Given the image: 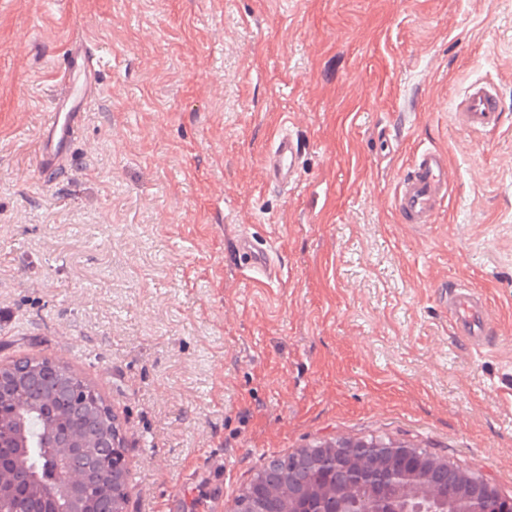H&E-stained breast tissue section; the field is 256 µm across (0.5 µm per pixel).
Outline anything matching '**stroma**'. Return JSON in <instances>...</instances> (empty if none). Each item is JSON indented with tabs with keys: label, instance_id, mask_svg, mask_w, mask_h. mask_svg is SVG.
Here are the masks:
<instances>
[{
	"label": "stroma",
	"instance_id": "obj_1",
	"mask_svg": "<svg viewBox=\"0 0 512 512\" xmlns=\"http://www.w3.org/2000/svg\"><path fill=\"white\" fill-rule=\"evenodd\" d=\"M102 56L68 165L39 134ZM476 81L503 122L468 132ZM298 135L299 177L263 160ZM445 151L434 223L400 178ZM244 232L273 251L249 278ZM492 330L462 340L449 287ZM64 361L125 442L127 512H231L271 459L386 435L512 496V0H0V365ZM98 66V56L87 44L71 45L63 55V90L40 132L41 163L46 174L64 168L75 130L89 101L99 94Z\"/></svg>",
	"mask_w": 512,
	"mask_h": 512
}]
</instances>
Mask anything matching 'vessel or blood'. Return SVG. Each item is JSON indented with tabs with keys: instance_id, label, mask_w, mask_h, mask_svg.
I'll return each instance as SVG.
<instances>
[{
	"instance_id": "obj_1",
	"label": "vessel or blood",
	"mask_w": 512,
	"mask_h": 512,
	"mask_svg": "<svg viewBox=\"0 0 512 512\" xmlns=\"http://www.w3.org/2000/svg\"><path fill=\"white\" fill-rule=\"evenodd\" d=\"M63 90L56 98L50 118L40 132L42 169L53 174L62 170L69 148L84 111L99 93L98 57L91 47L71 45L60 63ZM455 118L467 131H487L500 122L497 94L488 86H471L459 103ZM299 144L291 133L281 134L265 157L268 181L285 188L298 178ZM449 191L448 161L444 152L436 149L421 151L410 170L399 183L395 208L403 223L431 224ZM234 248L240 265L264 276H272L274 266L264 244L246 234H239ZM448 314L460 335L480 340L490 328L486 302L482 296L466 288H454L448 293Z\"/></svg>"
}]
</instances>
